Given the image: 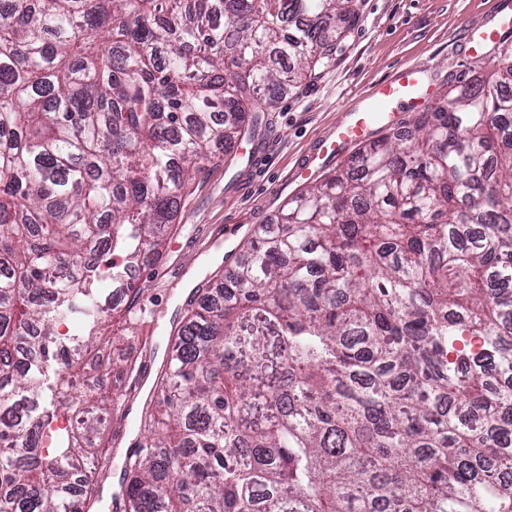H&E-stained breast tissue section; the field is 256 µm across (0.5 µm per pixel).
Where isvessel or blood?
<instances>
[{
    "label": "vessel or blood",
    "instance_id": "b4317fda",
    "mask_svg": "<svg viewBox=\"0 0 512 512\" xmlns=\"http://www.w3.org/2000/svg\"><path fill=\"white\" fill-rule=\"evenodd\" d=\"M512 28V0L498 12V24L470 36L469 50L481 55L486 43L497 41L500 30ZM425 66L412 64L403 67L394 80L369 88L360 103L345 113L330 132L320 139L313 151L298 165L293 180H308L320 173L328 164L339 160L349 149L362 144L375 131L397 126L400 122L398 106L422 99V76Z\"/></svg>",
    "mask_w": 512,
    "mask_h": 512
}]
</instances>
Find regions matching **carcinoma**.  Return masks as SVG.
Wrapping results in <instances>:
<instances>
[{
    "mask_svg": "<svg viewBox=\"0 0 512 512\" xmlns=\"http://www.w3.org/2000/svg\"><path fill=\"white\" fill-rule=\"evenodd\" d=\"M356 0H0V512H83L121 394L97 263L144 321L212 146L255 142ZM288 195L170 336L119 512H512V43ZM79 313L85 336L57 327ZM68 414L70 427L54 426Z\"/></svg>",
    "mask_w": 512,
    "mask_h": 512,
    "instance_id": "cac0c4a2",
    "label": "carcinoma"
}]
</instances>
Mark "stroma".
Here are the masks:
<instances>
[{
  "instance_id": "1",
  "label": "stroma",
  "mask_w": 512,
  "mask_h": 512,
  "mask_svg": "<svg viewBox=\"0 0 512 512\" xmlns=\"http://www.w3.org/2000/svg\"><path fill=\"white\" fill-rule=\"evenodd\" d=\"M490 0H357V18L346 33L335 61L298 89L284 91L271 114L263 141L259 176L238 182L250 142L236 145L234 162L223 146L193 183L167 237L166 254L135 276L147 288V326L155 363H162L174 323L192 288L223 268L229 251L239 250L250 227L270 222L288 191L284 187L299 158L325 133L359 92L392 78L411 63L428 64L427 81L439 95L462 73L491 77L492 60L477 61L465 52L467 26L482 24ZM239 226L224 246L211 245L217 231Z\"/></svg>"
}]
</instances>
